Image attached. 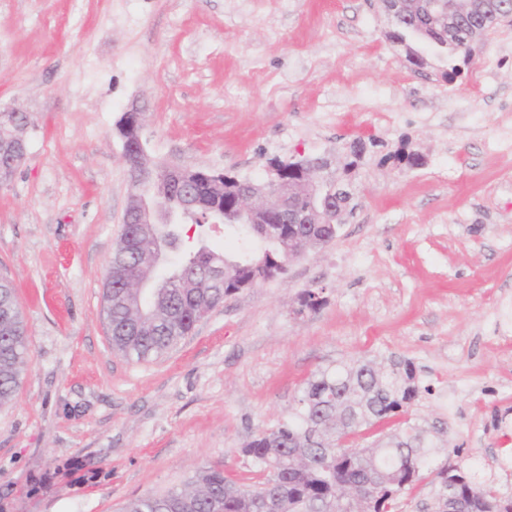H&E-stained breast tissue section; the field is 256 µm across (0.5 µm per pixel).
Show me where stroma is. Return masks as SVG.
<instances>
[{
	"label": "stroma",
	"instance_id": "35a3bbf8",
	"mask_svg": "<svg viewBox=\"0 0 512 512\" xmlns=\"http://www.w3.org/2000/svg\"><path fill=\"white\" fill-rule=\"evenodd\" d=\"M388 29L378 0H0V106L28 116L0 188V276L29 348L0 406V512H123L209 466L256 483L239 448L314 373L391 356L413 363L418 397L347 444L442 426L453 452L433 466L512 496V21L470 59L428 51L420 67ZM134 101L151 160L257 182L269 158L368 145L335 240L146 363L113 351L103 313ZM400 148L420 165L388 160ZM231 239L183 225L166 262ZM309 288L324 303L298 312Z\"/></svg>",
	"mask_w": 512,
	"mask_h": 512
}]
</instances>
